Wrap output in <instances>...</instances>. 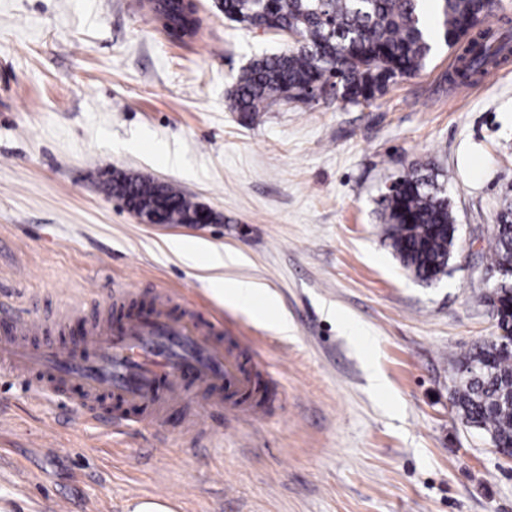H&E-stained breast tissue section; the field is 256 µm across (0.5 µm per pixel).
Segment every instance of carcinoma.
I'll use <instances>...</instances> for the list:
<instances>
[{
  "instance_id": "cac0c4a2",
  "label": "carcinoma",
  "mask_w": 512,
  "mask_h": 512,
  "mask_svg": "<svg viewBox=\"0 0 512 512\" xmlns=\"http://www.w3.org/2000/svg\"><path fill=\"white\" fill-rule=\"evenodd\" d=\"M495 0H221L224 18L247 29L291 33L297 44L280 54L256 57L243 67L227 91L231 111L251 119L289 101L309 106L321 92L345 104H372L399 78L411 76L439 44L455 52L453 77L462 83L483 78L512 52L492 46L490 28H472L492 17ZM151 11L165 24L192 27L181 0H151ZM382 195V221L389 246L418 280L434 283L450 274L456 224L447 184L423 164L396 178ZM108 193L137 209L155 206L165 221L180 224L198 205L170 183L114 173ZM488 270L512 267V207L500 212L487 238ZM497 328L510 336L458 357L463 383L452 395L463 423L489 436L497 450L512 455V293L487 294Z\"/></svg>"
}]
</instances>
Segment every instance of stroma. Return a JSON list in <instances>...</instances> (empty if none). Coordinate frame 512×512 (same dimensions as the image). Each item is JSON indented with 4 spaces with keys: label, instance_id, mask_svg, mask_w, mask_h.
Returning <instances> with one entry per match:
<instances>
[{
    "label": "stroma",
    "instance_id": "1",
    "mask_svg": "<svg viewBox=\"0 0 512 512\" xmlns=\"http://www.w3.org/2000/svg\"><path fill=\"white\" fill-rule=\"evenodd\" d=\"M190 40L163 32L142 0H0V304L46 316L40 347H75L77 301L119 327L112 292L148 311L178 292L225 331L247 328L281 387L249 421L187 397L160 422L30 396L0 367V512H512V458L465 426L454 365L498 333L472 243L512 203V61L488 82L448 81L455 54L397 79L371 105L327 99L245 119L227 90L287 36L225 19L199 0ZM414 163L448 187L452 271L419 282L393 255L380 200ZM122 170L172 183L218 213L201 227L137 221L100 182ZM194 247L188 263L168 247ZM230 256L220 270L211 252ZM272 297L267 317L217 299L215 276ZM287 319L288 335L274 327Z\"/></svg>",
    "mask_w": 512,
    "mask_h": 512
}]
</instances>
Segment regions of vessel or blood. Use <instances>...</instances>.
<instances>
[{
  "mask_svg": "<svg viewBox=\"0 0 512 512\" xmlns=\"http://www.w3.org/2000/svg\"><path fill=\"white\" fill-rule=\"evenodd\" d=\"M178 295L161 290L148 314L127 317L119 329L93 321L80 349H38L30 337L40 335L43 319L12 315L0 336V365L33 378L31 390L46 396L62 381L77 382L86 407L107 394L136 409L140 422L158 421L163 403L160 389L184 395L185 373L212 389V401L225 413L266 417L278 399L263 363L248 354L244 337L224 340L221 330L193 316H174Z\"/></svg>",
  "mask_w": 512,
  "mask_h": 512,
  "instance_id": "obj_1",
  "label": "vessel or blood"
}]
</instances>
